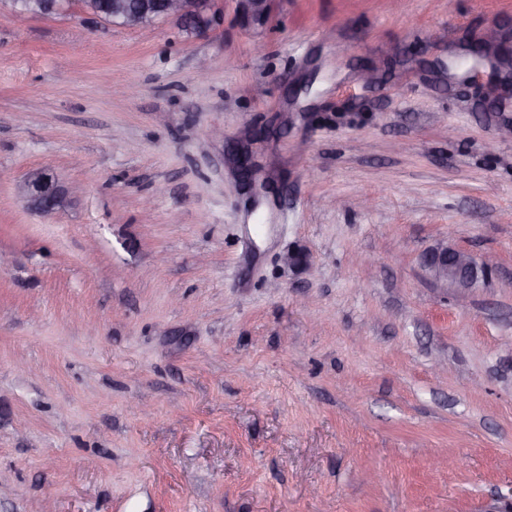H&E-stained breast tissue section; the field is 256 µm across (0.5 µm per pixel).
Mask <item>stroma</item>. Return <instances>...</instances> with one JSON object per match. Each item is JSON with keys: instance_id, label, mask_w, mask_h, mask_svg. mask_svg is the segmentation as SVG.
Instances as JSON below:
<instances>
[{"instance_id": "obj_1", "label": "stroma", "mask_w": 512, "mask_h": 512, "mask_svg": "<svg viewBox=\"0 0 512 512\" xmlns=\"http://www.w3.org/2000/svg\"><path fill=\"white\" fill-rule=\"evenodd\" d=\"M215 7L0 0V512H512V60L448 76L512 0ZM34 170L83 191L31 210ZM443 240L497 259L466 300ZM83 1L78 0L85 13L140 30L151 28L161 19L176 17L185 31L200 33L212 29L221 20L213 9L214 0H109L106 17L94 9L93 1ZM243 17L257 23L266 22L271 0H235ZM420 264L436 285L452 288L458 298L468 297L492 276L495 263L490 257L476 258L472 254L440 242L424 250Z\"/></svg>"}]
</instances>
